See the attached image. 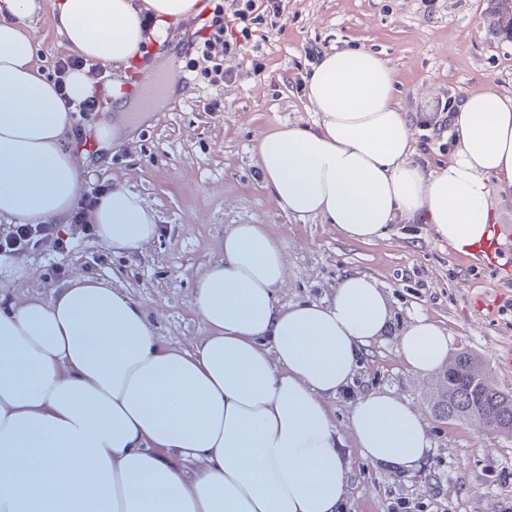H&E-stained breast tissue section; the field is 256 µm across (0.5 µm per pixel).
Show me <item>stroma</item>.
<instances>
[{
    "mask_svg": "<svg viewBox=\"0 0 512 512\" xmlns=\"http://www.w3.org/2000/svg\"><path fill=\"white\" fill-rule=\"evenodd\" d=\"M197 17L171 25L162 41H148L145 70L169 65L180 77L157 111L139 113L126 137L94 139L109 113L72 115L89 144L82 187L121 184L155 210L160 233L140 254L113 253L88 227L60 226L70 251L49 248L16 257L0 274V299L49 297L80 272L113 281L139 302L163 344L189 347L208 333L192 305L197 272L215 257L230 224H265L282 239L288 257L286 302L321 301L342 276L367 273L386 288L391 325L359 359L354 382L328 402L339 429L357 397L387 389L417 407L433 446L421 465L404 472L362 459L345 442L352 473L346 512H512V438L437 417L429 403L437 373L420 374L400 361L398 336L413 313L448 328L449 354L481 356L494 380L512 388V195L497 199V265L480 266L436 239L430 225L395 224L371 243L345 240L334 225L288 218L262 186L254 148L262 133L284 124L313 125L303 77L317 54L363 46L388 60L404 105L436 112L462 91L496 86L512 95V41L486 22L490 0H280L277 27L259 25L258 46L226 56L231 80L216 87L184 73L188 53L211 0H198ZM32 23L36 63L46 77L67 57L52 26L54 0H39ZM262 69L253 73L251 62ZM220 111H211V103Z\"/></svg>",
    "mask_w": 512,
    "mask_h": 512,
    "instance_id": "1",
    "label": "stroma"
}]
</instances>
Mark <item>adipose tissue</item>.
<instances>
[{
	"label": "adipose tissue",
	"mask_w": 512,
	"mask_h": 512,
	"mask_svg": "<svg viewBox=\"0 0 512 512\" xmlns=\"http://www.w3.org/2000/svg\"><path fill=\"white\" fill-rule=\"evenodd\" d=\"M196 0H58L63 46L111 65L138 62L142 15L163 35ZM36 0H0V218L64 224L81 174L66 149L68 101L94 96L85 73L65 93L41 76L29 31ZM306 95L314 126L283 125L255 147L281 210L335 225L352 241L393 224H428L467 252L486 239L512 191V96L466 91L448 108L446 161L420 163L416 113L377 54L327 52ZM91 221L129 256L157 235L135 192L114 187ZM283 242L264 224H230L220 257L195 279L209 328L191 347L163 345L143 308L111 283L78 275L49 298L0 307V512H341L351 466L327 400L352 382L391 319L384 287L345 275L320 303H283ZM450 334L416 315L398 355L436 371ZM360 456L415 467L431 441L419 411L386 389L353 405Z\"/></svg>",
	"instance_id": "obj_1"
}]
</instances>
